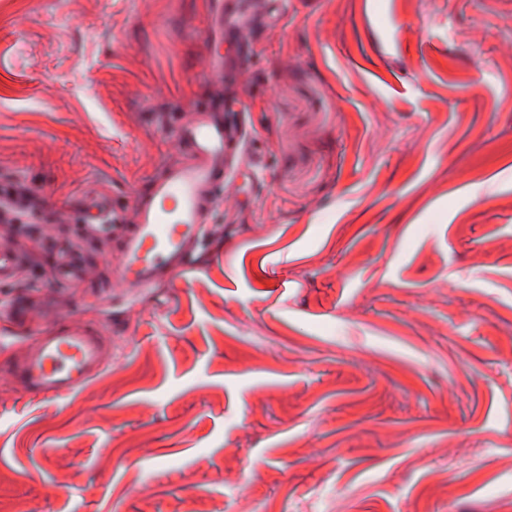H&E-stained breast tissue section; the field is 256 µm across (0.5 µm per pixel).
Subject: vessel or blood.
<instances>
[{"instance_id": "obj_1", "label": "vessel or blood", "mask_w": 512, "mask_h": 512, "mask_svg": "<svg viewBox=\"0 0 512 512\" xmlns=\"http://www.w3.org/2000/svg\"><path fill=\"white\" fill-rule=\"evenodd\" d=\"M247 0H210L214 37L236 40L252 17ZM243 115L232 103L223 114L203 109L186 123L174 126L177 143L188 150L185 160L170 165L138 200L134 223L122 213L112 221L125 231L115 266L118 283L144 290L160 277L185 278L193 251L208 233L207 221L229 188V168L240 146ZM103 331L67 317L38 334L27 359L13 375L20 388L42 395L62 396L87 385L104 363Z\"/></svg>"}]
</instances>
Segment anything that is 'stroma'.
<instances>
[{
	"label": "stroma",
	"instance_id": "obj_1",
	"mask_svg": "<svg viewBox=\"0 0 512 512\" xmlns=\"http://www.w3.org/2000/svg\"><path fill=\"white\" fill-rule=\"evenodd\" d=\"M208 2L0 0V206L37 201L0 222V485L23 512H512V0H253L218 47ZM228 100L197 270L118 286L113 207ZM68 316L104 369L24 392Z\"/></svg>",
	"mask_w": 512,
	"mask_h": 512
}]
</instances>
